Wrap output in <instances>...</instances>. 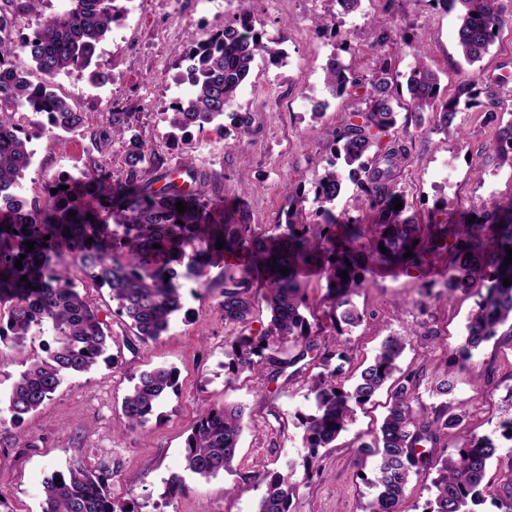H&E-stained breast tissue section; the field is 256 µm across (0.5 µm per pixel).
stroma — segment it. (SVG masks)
I'll use <instances>...</instances> for the list:
<instances>
[{
  "label": "stroma",
  "instance_id": "stroma-1",
  "mask_svg": "<svg viewBox=\"0 0 512 512\" xmlns=\"http://www.w3.org/2000/svg\"><path fill=\"white\" fill-rule=\"evenodd\" d=\"M126 15L99 43L93 62L109 74L97 86L77 74H60L55 89L72 107L85 113L83 127L35 138L33 163L23 181L27 202L44 203V186L75 174L91 161H107L114 177L126 174L121 142L94 141L108 112L120 107L135 115L132 131L156 152L144 168L142 184L159 190L170 171H179L185 189L199 182L218 187L225 211L244 205L256 231H274L284 222L287 191L312 187L327 168L328 146L337 128L361 109L360 96L332 94L325 81L330 55L352 72L370 77L376 54L368 46L367 24L385 23L397 41L399 72L416 59L425 60L440 78V92L454 94L464 80L479 84L477 102L459 107L447 131L431 118L408 124L411 156L397 178L405 212L420 224L479 219L493 202L512 196V167L491 150L498 127L487 123L483 104L498 77L508 80L502 109L512 112V25L503 26L486 54L468 64L458 52L457 12L445 0H361L347 13L336 0H253L251 7L267 33L283 35L282 64L256 61L231 105L249 113L248 133L215 125L190 128L184 144H168L171 128L166 111L185 97L190 86L177 66V55L192 36L222 30L238 11V0H124ZM333 22V34L316 31L315 21ZM450 255L441 249L425 263L405 268L370 267L352 300L364 318L337 334L329 317L323 268L308 267L301 277L308 288L312 335L316 342L339 336L345 358L328 365L305 359L300 371L273 375L271 367L231 373L229 354L236 338L261 339L270 310L259 303L247 327L224 323L218 309L224 299V269L209 268L204 286L185 281L183 307L168 332L142 343L116 311L108 289L91 284L78 266L70 273L97 311L112 343L111 363L64 379L51 401L17 426L0 425V512H42L43 481L80 458L92 468H108L112 494L139 512H255L264 492L263 474L287 463H303L308 454L300 416L314 411L306 394L313 377L335 374L351 386L391 334L407 336L399 359L402 375L412 380L418 406L425 414L447 403L449 412H464L461 426L450 429L440 450L455 452L470 437L493 435L505 413L512 412V338L501 337L462 361L454 352L475 309L476 294L448 295ZM165 366L178 373V390L157 407L145 428L117 433L123 397L141 370ZM482 371L489 381L475 385ZM451 378L448 397L435 393L436 383ZM385 394L356 410L334 445L321 449V473L292 477L295 491L290 512H363L372 491L365 482L375 459L359 451L363 435L375 432L385 414ZM241 404L246 427L234 471L205 480L185 468V440L201 408ZM183 487L168 495L171 476ZM240 485L242 493L226 494Z\"/></svg>",
  "mask_w": 512,
  "mask_h": 512
}]
</instances>
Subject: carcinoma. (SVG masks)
<instances>
[{
    "label": "carcinoma",
    "mask_w": 512,
    "mask_h": 512,
    "mask_svg": "<svg viewBox=\"0 0 512 512\" xmlns=\"http://www.w3.org/2000/svg\"><path fill=\"white\" fill-rule=\"evenodd\" d=\"M238 2L241 12L233 22L206 37L191 38L179 57V62L186 63L190 92L170 106L169 123L175 131L224 119L256 57L271 64L283 60V38L256 28L246 8L250 0ZM448 2L461 6L457 46L464 60L474 64L505 23L502 0ZM123 16L121 0H68L64 11L47 17L33 34L15 40L12 20L0 9V348L21 358L24 366L0 405V424L20 423L52 400L64 377L88 373L108 360L112 336L105 332L68 268L60 266L65 252L94 285L109 289L117 313L128 320L143 343L168 331L173 315L182 309V280L201 281L228 254L246 256L247 263L224 281L220 317L242 326L250 322L259 303L251 291L253 267L257 266L264 274V298L271 319L267 344L239 338L227 364L234 373L259 365L282 369L318 349L311 338V324L301 312L307 300L299 270L321 259L328 264L325 273L336 326L356 327L363 314L352 295L366 266L416 265L431 250L446 247L452 255L448 295L474 290L480 296L455 352L469 361L484 344L502 335V328L512 336V284L503 286L504 279H512V264L504 265L506 248H512V199L495 204L479 223L459 225L450 244L446 235L433 232L428 241H422L420 225L400 218L401 211L394 209V199L402 198L396 173L410 156L407 140L393 132L394 102L407 97V109L416 120L429 112L435 126L446 130L448 117L457 112L461 98L475 100V81L462 83L452 97L442 99L438 75L420 59L406 74L405 84L395 83L397 48L391 31L375 19L368 27L377 55L371 78H362L342 64L326 68L325 76L338 96L364 88L365 108L352 114L355 121L336 130L329 147L333 161L313 185L314 200L320 206L307 212L304 187H295L286 195V221L276 225L281 230L278 235L256 233L244 208L225 217L219 234H213L214 220L205 205L211 195L204 183L190 193L157 192L140 184L141 167L151 163L155 152L136 136H126L133 113L118 110L109 113L100 136L125 146V178L113 179L107 163L95 162L82 172L80 182L66 176L47 184L44 205L30 207L17 189L32 165V139L74 130L85 121L84 113L74 111L55 91L54 78L62 72L86 74L91 83L105 84L109 76L90 66L97 45ZM30 64L43 75L41 82L29 80ZM488 98L486 121L500 125L493 151L512 167V120L505 122L499 115V93L491 91ZM20 110L27 112L25 124L15 120ZM339 158L357 177L360 200L367 205L364 220L342 222L326 207L342 189V176L336 169ZM62 185L68 189H60ZM89 197L98 200V206H90ZM179 201L186 206L182 214L176 210ZM71 211L75 212L72 217ZM338 223L343 226L339 237L331 232ZM219 239L225 241L221 248L216 246ZM27 241L34 243L30 252ZM155 244L160 248H153ZM383 247L387 252L381 251ZM407 252L413 256H405ZM18 258L21 269L14 265ZM178 266L185 271L177 272ZM285 267L287 275L279 272ZM345 270L348 277L344 280L341 272ZM24 275L25 281L21 280ZM45 334L51 340L42 344L43 355L25 354L26 339ZM287 340L298 353L286 361L278 357L275 345ZM406 344L404 336H386L373 360L347 389L322 374L313 379L309 392L317 413L303 420L309 448L304 470H311L319 449L330 447L346 429L355 408L370 403L385 388L389 391L386 413L370 441L361 443L368 454L377 457L374 476L368 480L374 494L364 512H405L403 504L413 490L415 468L437 472L433 496L423 512H474L471 506L489 489L505 512H512V456L507 462V482L498 489L485 482L498 450L491 437L470 438L454 457L419 449L425 442L437 444L446 430L462 424L464 414L448 413L445 402L430 418L414 409L411 380L392 382ZM133 380L121 404L122 429L131 431L146 427L156 407L175 391L177 375L172 368L155 366ZM244 417L241 406L202 409L185 441L187 470L206 480L231 472L241 448ZM293 470L291 463L286 473L266 474L257 512H290ZM110 480L109 471L74 459L67 470L54 471L44 481L42 512H137L112 497Z\"/></svg>",
    "instance_id": "cac0c4a2"
}]
</instances>
